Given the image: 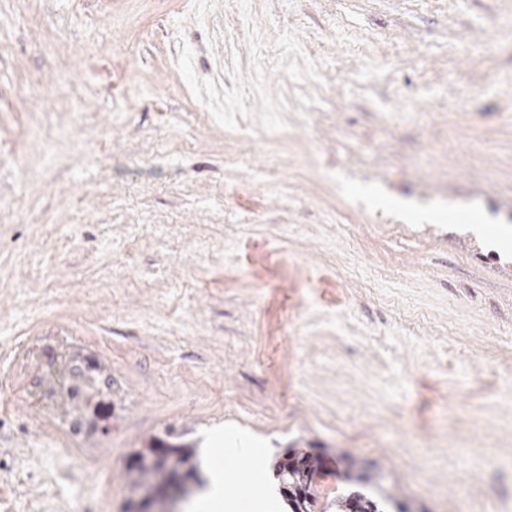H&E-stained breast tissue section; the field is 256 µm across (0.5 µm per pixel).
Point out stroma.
<instances>
[{
  "label": "stroma",
  "instance_id": "35a3bbf8",
  "mask_svg": "<svg viewBox=\"0 0 512 512\" xmlns=\"http://www.w3.org/2000/svg\"><path fill=\"white\" fill-rule=\"evenodd\" d=\"M509 21L512 0H0V512H133L137 449L231 429L264 468L228 503L277 489L295 443L410 512H512ZM76 352L112 377L80 436L36 384Z\"/></svg>",
  "mask_w": 512,
  "mask_h": 512
}]
</instances>
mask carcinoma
<instances>
[{"mask_svg": "<svg viewBox=\"0 0 512 512\" xmlns=\"http://www.w3.org/2000/svg\"><path fill=\"white\" fill-rule=\"evenodd\" d=\"M47 392L64 400L72 416V425L96 430L94 421L85 419L87 405L103 394L99 382L91 376L67 367L48 380ZM326 453L311 448H289L276 460L274 471L289 512H388L397 499L383 486V476L363 472L347 457L336 458L342 466L345 485L336 496L318 506L316 480L322 472ZM196 477L195 450L186 446L142 448L133 454L128 466L130 493L140 505L155 506V512H172L170 504L187 494V485Z\"/></svg>", "mask_w": 512, "mask_h": 512, "instance_id": "1", "label": "carcinoma"}]
</instances>
